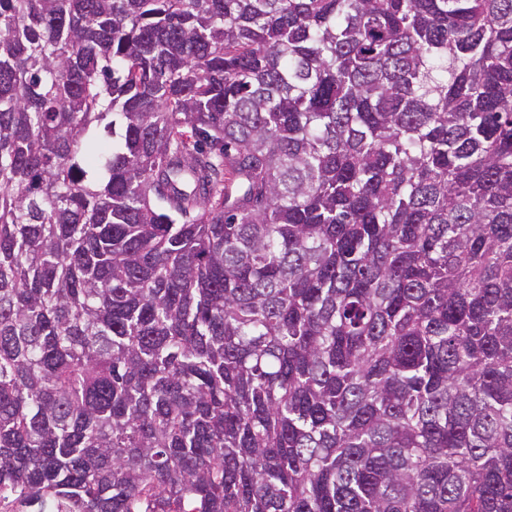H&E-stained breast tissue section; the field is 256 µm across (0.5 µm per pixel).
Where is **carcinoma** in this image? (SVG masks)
<instances>
[{"label": "carcinoma", "mask_w": 512, "mask_h": 512, "mask_svg": "<svg viewBox=\"0 0 512 512\" xmlns=\"http://www.w3.org/2000/svg\"><path fill=\"white\" fill-rule=\"evenodd\" d=\"M0 512H512V0H0Z\"/></svg>", "instance_id": "carcinoma-1"}]
</instances>
